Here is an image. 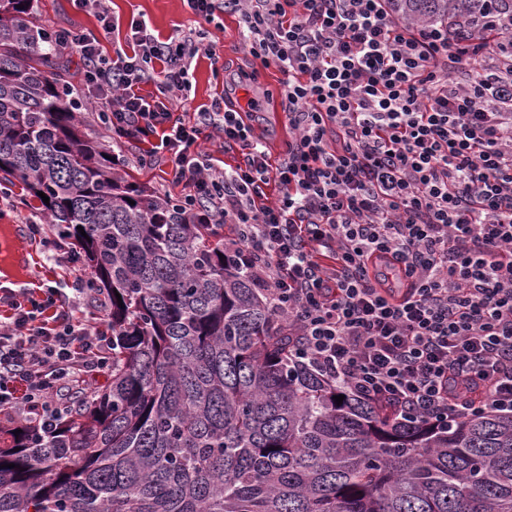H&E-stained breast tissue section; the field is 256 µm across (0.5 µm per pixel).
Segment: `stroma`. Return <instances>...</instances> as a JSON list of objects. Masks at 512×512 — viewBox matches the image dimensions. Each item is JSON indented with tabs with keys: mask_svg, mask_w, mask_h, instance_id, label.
<instances>
[{
	"mask_svg": "<svg viewBox=\"0 0 512 512\" xmlns=\"http://www.w3.org/2000/svg\"><path fill=\"white\" fill-rule=\"evenodd\" d=\"M111 8L120 27H127L130 20L137 17L146 20L164 37L201 26L199 18L187 10L183 0H112ZM33 16L36 25L46 30L68 28L95 32L99 29L94 15L78 9L73 0H34ZM218 38L224 51L223 70L214 71L205 54L191 59V89L179 114L187 121H194L201 107L209 106L214 99L223 96L226 84L232 83L240 73H249L252 77L250 86L261 107L255 119L256 132L272 160H279L294 138L281 105L287 77L276 67L264 68L248 61L239 40L237 16L225 15L224 28ZM118 168L130 180L142 183L158 194L176 198L185 193L183 186L172 181L168 166L152 160L137 161L135 148L123 147ZM25 197L21 184L0 187V288L56 287L66 311L74 320L110 330L105 295L94 292L82 298L71 290L75 277L90 275V268L83 262L50 261L44 240L55 237L56 228L45 223L42 214L25 204ZM33 222L42 224L41 235H29L27 226Z\"/></svg>",
	"mask_w": 512,
	"mask_h": 512,
	"instance_id": "35a3bbf8",
	"label": "stroma"
}]
</instances>
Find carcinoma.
<instances>
[{
    "label": "carcinoma",
    "mask_w": 512,
    "mask_h": 512,
    "mask_svg": "<svg viewBox=\"0 0 512 512\" xmlns=\"http://www.w3.org/2000/svg\"><path fill=\"white\" fill-rule=\"evenodd\" d=\"M31 10L0 0V173L76 242L112 356L53 431L0 426V512H512V415L403 417L298 362L251 276L220 259L224 225L129 180L83 131ZM391 10L467 41L512 28V0Z\"/></svg>",
    "instance_id": "1"
}]
</instances>
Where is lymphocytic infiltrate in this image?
<instances>
[{
    "instance_id": "obj_1",
    "label": "lymphocytic infiltrate",
    "mask_w": 512,
    "mask_h": 512,
    "mask_svg": "<svg viewBox=\"0 0 512 512\" xmlns=\"http://www.w3.org/2000/svg\"><path fill=\"white\" fill-rule=\"evenodd\" d=\"M184 3L218 30L238 15L245 52L287 74L294 141L271 161L229 92L181 119L189 59H221L195 32L163 39L134 19L111 59L94 34L56 30L113 142L170 163L197 222L231 225L226 260L287 320L301 362L407 415L512 413V61L487 38L409 28L389 0ZM153 79L158 97L138 94ZM208 129L235 167L214 168ZM58 294L0 292V417L44 431L112 352L106 331L55 311Z\"/></svg>"
}]
</instances>
